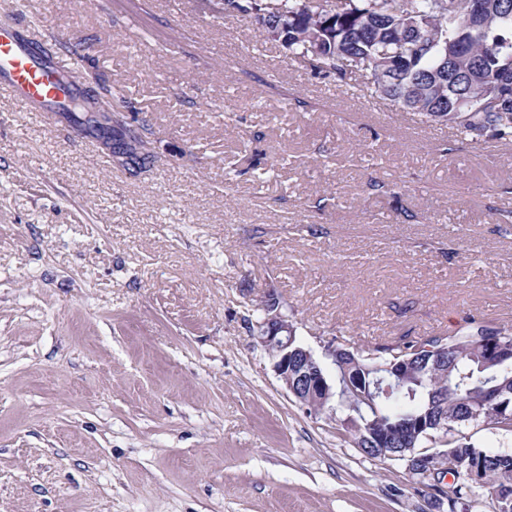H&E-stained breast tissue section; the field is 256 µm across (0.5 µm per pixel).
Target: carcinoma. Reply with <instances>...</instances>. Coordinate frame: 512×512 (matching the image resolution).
Instances as JSON below:
<instances>
[{"label": "carcinoma", "instance_id": "carcinoma-1", "mask_svg": "<svg viewBox=\"0 0 512 512\" xmlns=\"http://www.w3.org/2000/svg\"><path fill=\"white\" fill-rule=\"evenodd\" d=\"M467 0H224V14L253 18L255 24L288 26L282 47L294 59L310 63L318 74L333 73L344 82H362L377 97L419 113L428 122L448 125L478 143L487 132L512 139V0H484L481 14L468 12ZM88 91L65 113L66 119L94 139L108 127L84 105ZM490 330L466 317L441 336L448 347L446 386L433 381L432 356L417 364L412 378L385 389L395 363L416 357L422 340L377 345L367 352L350 350L356 374L365 386L360 396L336 391L324 407L336 406V425L349 431L345 418L352 407L361 410L355 446L366 455L407 461L434 445L442 430L420 432L413 447L387 457L368 447L360 435L397 431L424 416L445 414L448 432V473L459 480L449 490L451 507L472 488L482 491L492 512L512 496V452L478 448L468 430L485 426L512 433V361L485 365ZM500 394L486 402L484 389Z\"/></svg>", "mask_w": 512, "mask_h": 512}]
</instances>
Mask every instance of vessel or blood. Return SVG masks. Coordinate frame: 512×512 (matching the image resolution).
Returning a JSON list of instances; mask_svg holds the SVG:
<instances>
[{
	"mask_svg": "<svg viewBox=\"0 0 512 512\" xmlns=\"http://www.w3.org/2000/svg\"><path fill=\"white\" fill-rule=\"evenodd\" d=\"M69 64L59 57L39 55L33 36L20 25L0 27V88L26 109L59 116L76 97V86H62Z\"/></svg>",
	"mask_w": 512,
	"mask_h": 512,
	"instance_id": "1",
	"label": "vessel or blood"
}]
</instances>
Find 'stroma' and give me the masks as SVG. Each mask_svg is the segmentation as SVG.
I'll list each match as a JSON object with an SVG mask.
<instances>
[{
  "label": "stroma",
  "mask_w": 512,
  "mask_h": 512,
  "mask_svg": "<svg viewBox=\"0 0 512 512\" xmlns=\"http://www.w3.org/2000/svg\"><path fill=\"white\" fill-rule=\"evenodd\" d=\"M121 88L120 165L0 88V512H446L290 396L313 350L512 324V143L474 145L202 0H0ZM265 303L268 305L266 317L262 327L254 334L256 342L272 358L274 370L286 390L296 396L295 383L300 380L309 389L312 410L318 411L321 404L333 394L325 371L309 348L306 347L302 356L296 353L298 348L292 347L296 341L297 328L281 313L278 297L269 293ZM297 370L299 373H296Z\"/></svg>",
  "instance_id": "obj_1"
}]
</instances>
